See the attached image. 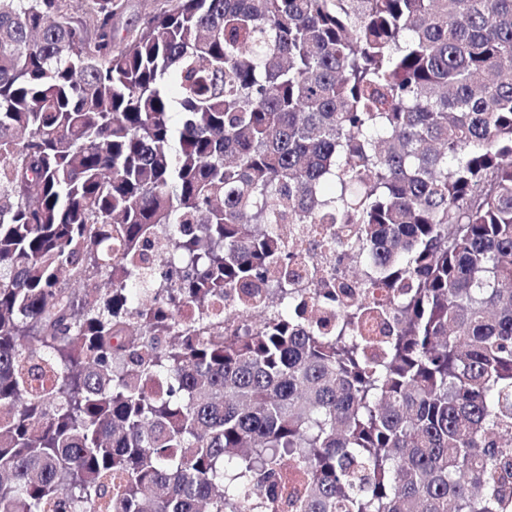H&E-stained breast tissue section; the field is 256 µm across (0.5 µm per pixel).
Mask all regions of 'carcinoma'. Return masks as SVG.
I'll return each mask as SVG.
<instances>
[{"instance_id":"1","label":"carcinoma","mask_w":512,"mask_h":512,"mask_svg":"<svg viewBox=\"0 0 512 512\" xmlns=\"http://www.w3.org/2000/svg\"><path fill=\"white\" fill-rule=\"evenodd\" d=\"M122 8L0 0V512H512V0ZM124 8L112 19V27L119 37L125 35L126 29L139 25L152 13L163 0H122ZM317 239L320 237L304 244L290 271L308 320L319 327H329L333 324L332 312L312 299L313 292L332 282L338 288L356 293L361 289L360 278L350 275L349 266L353 261L349 256L341 257L336 252L320 248ZM350 272L357 271L350 266Z\"/></svg>"}]
</instances>
